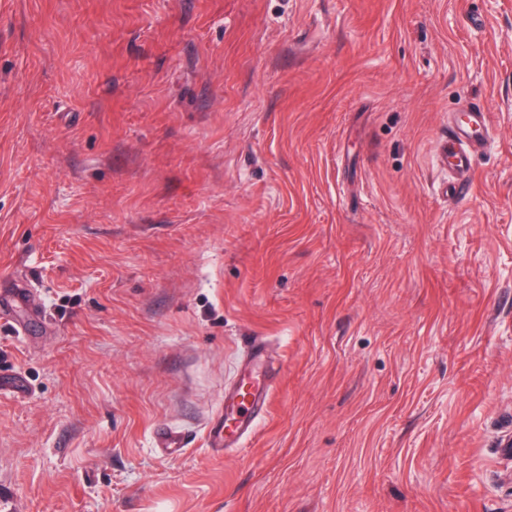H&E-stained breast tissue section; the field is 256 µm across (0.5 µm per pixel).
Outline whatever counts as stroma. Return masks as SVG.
Instances as JSON below:
<instances>
[{
    "label": "stroma",
    "instance_id": "35a3bbf8",
    "mask_svg": "<svg viewBox=\"0 0 512 512\" xmlns=\"http://www.w3.org/2000/svg\"><path fill=\"white\" fill-rule=\"evenodd\" d=\"M10 265L0 512H512V0H0ZM487 130V112L478 104L466 109L464 119L454 113L448 118V135L443 152L450 169L458 178L452 187L453 193H462L470 188L474 155L482 147ZM2 298V305H1ZM37 296L24 282H12L9 288L0 290V321L10 324L21 335L30 332V323L16 317L17 309L33 310ZM274 369L265 342L253 341L234 384L224 390V411L208 432V444L219 457L244 448L265 417L274 390ZM187 445L186 437L180 433H174L165 428H160L156 432V447L161 448L166 456L180 454Z\"/></svg>",
    "mask_w": 512,
    "mask_h": 512
}]
</instances>
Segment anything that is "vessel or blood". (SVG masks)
Returning <instances> with one entry per match:
<instances>
[{"label":"vessel or blood","mask_w":512,"mask_h":512,"mask_svg":"<svg viewBox=\"0 0 512 512\" xmlns=\"http://www.w3.org/2000/svg\"><path fill=\"white\" fill-rule=\"evenodd\" d=\"M488 130L487 113L483 106L474 104L466 109L464 117L450 116L448 135L443 152L458 181L453 193L467 191L473 177L475 153L482 147ZM37 296L24 282L16 281L0 290V321L10 324L18 334L30 331V324L17 318L18 309L31 310ZM274 369L265 342L253 341L234 384L224 391V409L208 432V444L215 455L225 450L244 447L256 434L265 417L274 390ZM156 445L164 455L180 454L187 446L184 435L161 428L156 432Z\"/></svg>","instance_id":"1"}]
</instances>
